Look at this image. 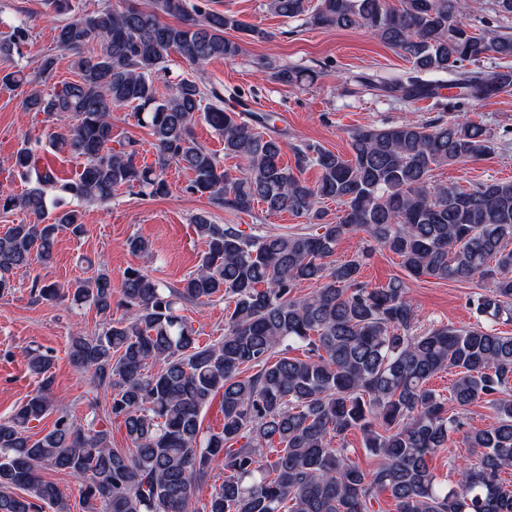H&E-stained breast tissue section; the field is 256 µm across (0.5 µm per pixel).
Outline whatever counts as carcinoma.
Masks as SVG:
<instances>
[{
  "label": "carcinoma",
  "instance_id": "obj_1",
  "mask_svg": "<svg viewBox=\"0 0 512 512\" xmlns=\"http://www.w3.org/2000/svg\"><path fill=\"white\" fill-rule=\"evenodd\" d=\"M209 2L147 0L85 13L75 0H43L62 17L55 41L77 76L62 85L54 83L56 56H43L32 75L17 61L29 39L25 23L0 38V59L12 62L0 71V87L25 88L24 111L60 121L50 147L84 161L61 183L32 147L13 155L25 189L1 190L0 212L21 209L30 221L0 234V294L14 288L17 270L51 263L59 232L85 234L82 212L61 199L103 204L121 187L167 196L173 164L191 174L187 193L237 212L261 203L270 214L303 217L317 231L255 234L196 215L206 243L198 269L171 287L128 267L117 301L104 268L66 289L34 276L31 291L43 301L89 305L106 316L115 301L124 309L97 334L73 336L69 358L110 394L104 416L123 419L130 447H112L108 429L85 427L58 409L52 357L33 351L27 364L37 390L0 420V512H40L43 504L67 512L58 485L42 476L48 467L79 482L84 512H372L384 493L395 512H512V487L502 479L512 470V335L493 327L512 319V181L463 190L433 180L440 166L490 155V134L442 116L365 127L351 136V158L300 146L292 168L281 161L279 137L224 110L217 89L186 78L171 95H158L155 82L170 53L201 65L240 54L229 31L265 37ZM267 9L316 27L362 29L401 51L412 70L376 86L405 102L434 95L442 83L433 76L448 73V87L468 100L512 89V71L458 70L464 62L512 58V36L470 30L469 0H267ZM274 77L298 86L317 74L278 67ZM128 107L153 136L149 165L138 162L137 141L115 140L112 113ZM200 120L222 137L224 154L239 160L238 173L195 139ZM307 166L319 171L313 185L301 178ZM325 200L342 205L331 222L320 206ZM357 232L366 234L362 256L375 246L389 250L409 277L488 283L470 305L489 323L415 332L419 315L404 280L371 287L361 280V256L332 260L339 242ZM304 281L321 286L302 296ZM213 298L232 307L224 336L202 345L181 307ZM295 344L304 357L288 356ZM156 363L159 370H149ZM449 369L456 379L447 398L429 382ZM217 396L224 426L207 434L201 414ZM450 401L462 413L488 403L496 421L466 429L461 416L448 413ZM52 413V430L33 438L31 424ZM355 430L376 467H362L334 445ZM455 433L476 458L458 467L449 485L429 459ZM221 454L224 480L191 506Z\"/></svg>",
  "mask_w": 512,
  "mask_h": 512
}]
</instances>
